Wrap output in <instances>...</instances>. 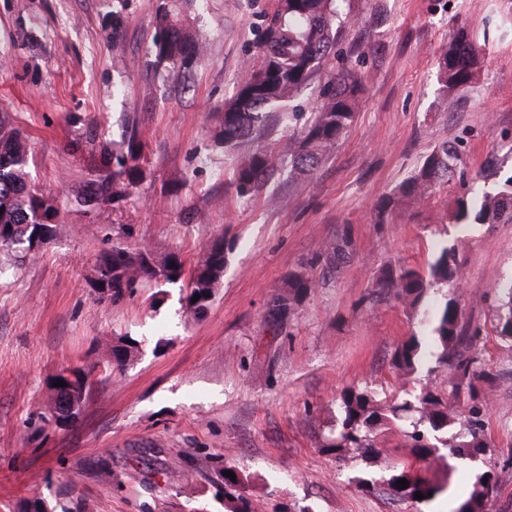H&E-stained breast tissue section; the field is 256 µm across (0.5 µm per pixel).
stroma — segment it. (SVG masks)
Segmentation results:
<instances>
[{
	"label": "stroma",
	"mask_w": 512,
	"mask_h": 512,
	"mask_svg": "<svg viewBox=\"0 0 512 512\" xmlns=\"http://www.w3.org/2000/svg\"><path fill=\"white\" fill-rule=\"evenodd\" d=\"M168 2L0 0V117L30 146L31 185L61 211L35 256L0 252V512L31 498L50 512H230L217 491L227 464L259 512H457L487 473L499 483L486 512H512V340L495 330L493 290L512 278V224L453 219L458 198L512 175V0H349L332 66L361 78L353 124L304 181L278 159L328 81L322 67L292 104L297 120L271 116L258 145L275 161L247 202L214 135L275 0H184L206 49L165 79L155 15ZM461 28L479 64L450 93L438 64ZM130 132L143 146L142 181L92 198L93 170ZM444 143L458 152L455 178L378 211ZM219 237L230 250L203 319L187 317L183 283L145 282L117 304L89 285L113 245L178 252L191 267ZM341 238L349 262L326 264L324 245ZM447 243L462 272L461 320L483 337L490 378L473 388L491 402L489 444L472 458L430 456L421 468L446 490L419 504L387 486L408 453L405 423L379 428L373 462L324 442L345 388L447 393L453 375L433 357L409 375L392 367L419 318L373 288L381 267L427 268ZM294 270L314 286L282 327L268 311ZM122 336L140 351L105 371L101 341ZM75 366L91 371L78 421L45 422L55 376Z\"/></svg>",
	"instance_id": "35a3bbf8"
}]
</instances>
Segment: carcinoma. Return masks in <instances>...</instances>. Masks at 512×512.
Masks as SVG:
<instances>
[{
	"label": "carcinoma",
	"mask_w": 512,
	"mask_h": 512,
	"mask_svg": "<svg viewBox=\"0 0 512 512\" xmlns=\"http://www.w3.org/2000/svg\"><path fill=\"white\" fill-rule=\"evenodd\" d=\"M347 0H276L274 12L265 22L258 40L259 64L248 65L249 72L236 93L224 101L222 129L215 134L216 142L224 152L235 158L234 184L237 195L251 199V192L261 182L273 163L272 156L261 148L250 149L246 144L259 139L264 133L270 114L279 112L293 101L306 87L313 75L326 63L337 35L346 18L344 5ZM159 29L156 43L158 64L184 65L205 50L204 37L194 32L184 18L165 8L155 16ZM479 48L464 31H459L448 46L440 62L439 79L447 91L452 92L471 82L478 62ZM360 103V81L350 71H340L332 76L324 89L323 98L313 117L301 134L286 138L281 156L288 159L296 179L301 181L314 171L324 155L332 149L341 135L352 125ZM456 155L443 144L427 156L423 164L394 192L382 201L387 209L402 198L425 199L437 184L448 181L454 172ZM140 143L128 137L112 143L113 167L100 168L94 174L95 194L105 201L122 196L143 177ZM27 144L21 135L7 128L0 120V225L11 226L7 243L0 242V250L26 251L31 239L41 226L38 211L43 217L58 216L55 198L32 189L26 179ZM454 221L457 224H511L512 175L493 192L464 196L457 200ZM224 239L215 240L190 274L186 311L197 319L209 309L221 285L226 264ZM323 255L330 262L345 263L348 243L336 240L325 245ZM102 283L111 289L108 296L97 300L120 302L144 280H163L168 285L178 284L185 275V261L179 253L172 252L163 259L155 257L150 248L142 246L130 250L124 246L112 247V254L95 268ZM461 271L456 261L455 247L443 246L421 271L407 266L380 270L375 287L390 293L405 308L421 313L423 327L434 339L433 356L440 366L452 365L460 379H480L487 375L485 362L473 350L479 333H465L455 297H445L432 306L424 302L432 288H461ZM288 295H279L272 301L270 314L284 321L294 314L307 295L313 282L304 273L293 271L285 281ZM502 300L498 316L497 334L512 340V281L495 285ZM199 300L192 301L194 296ZM129 337L112 341V359L102 361L106 369H123L139 352V345L128 343ZM422 361L419 337L411 335L395 349L391 364L404 375L417 371ZM472 404L463 415L454 413L449 399L430 388L411 402L407 399L389 407H381L372 392L346 389L340 394L341 422L336 436L326 440L324 448L341 456L354 449L381 455L375 446V435L382 425L391 420H402L412 414L418 419L410 422L405 430L411 453L422 460L434 453L436 440L457 457H471L487 447L483 434L489 402L470 394ZM461 421L467 434L448 432V427ZM406 479L409 487L397 485ZM483 490L474 491L464 500L457 512H484L485 491L495 488L497 479L487 474ZM392 495L415 501V494L430 496L446 491V487L430 482L411 465L404 463L389 480Z\"/></svg>",
	"instance_id": "cac0c4a2"
}]
</instances>
